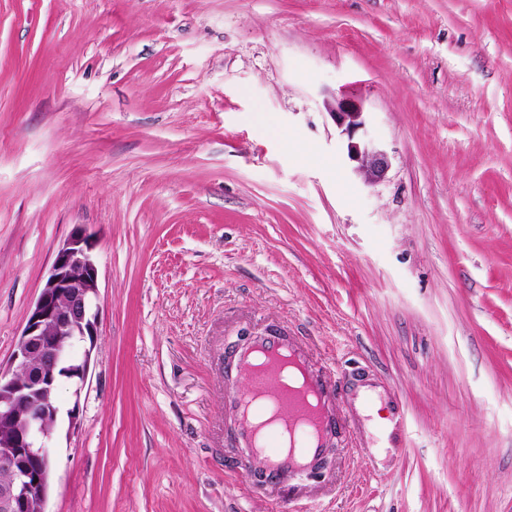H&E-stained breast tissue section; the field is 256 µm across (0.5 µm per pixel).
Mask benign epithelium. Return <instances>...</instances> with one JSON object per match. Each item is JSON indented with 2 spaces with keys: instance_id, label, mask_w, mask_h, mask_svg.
<instances>
[{
  "instance_id": "obj_1",
  "label": "benign epithelium",
  "mask_w": 512,
  "mask_h": 512,
  "mask_svg": "<svg viewBox=\"0 0 512 512\" xmlns=\"http://www.w3.org/2000/svg\"><path fill=\"white\" fill-rule=\"evenodd\" d=\"M336 128L345 137L354 172L373 184L390 168L386 149L368 137L366 112L350 97L325 100ZM93 236L75 227L57 250L41 292L31 307L13 357L16 366H0V512H46L53 447L61 408L57 369L72 360L71 346L89 341L76 361L75 401L66 412L69 428L79 419V399L98 336L100 305Z\"/></svg>"
}]
</instances>
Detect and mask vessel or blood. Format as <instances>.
<instances>
[{
	"label": "vessel or blood",
	"mask_w": 512,
	"mask_h": 512,
	"mask_svg": "<svg viewBox=\"0 0 512 512\" xmlns=\"http://www.w3.org/2000/svg\"><path fill=\"white\" fill-rule=\"evenodd\" d=\"M231 372L248 388L224 393L241 447L260 457L267 481L285 486L323 456L343 430L338 391L301 345L282 336H259L235 353Z\"/></svg>",
	"instance_id": "obj_1"
}]
</instances>
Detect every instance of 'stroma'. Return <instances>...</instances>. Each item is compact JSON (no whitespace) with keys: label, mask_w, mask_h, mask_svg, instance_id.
Instances as JSON below:
<instances>
[{"label":"stroma","mask_w":512,"mask_h":512,"mask_svg":"<svg viewBox=\"0 0 512 512\" xmlns=\"http://www.w3.org/2000/svg\"><path fill=\"white\" fill-rule=\"evenodd\" d=\"M79 225L99 336L47 512H512V0H0V364ZM271 330L350 423L287 487L224 426ZM324 104L336 128L345 137L346 156L354 172L371 184L383 180L390 168L389 154L368 137L362 103L354 98L334 96Z\"/></svg>","instance_id":"obj_1"}]
</instances>
